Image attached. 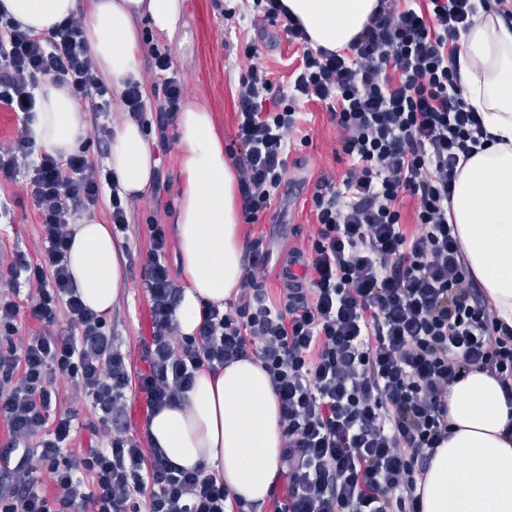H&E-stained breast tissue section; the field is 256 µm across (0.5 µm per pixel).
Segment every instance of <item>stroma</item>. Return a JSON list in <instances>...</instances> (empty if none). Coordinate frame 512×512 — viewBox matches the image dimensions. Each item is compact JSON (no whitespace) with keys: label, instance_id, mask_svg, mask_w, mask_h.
Masks as SVG:
<instances>
[{"label":"stroma","instance_id":"35a3bbf8","mask_svg":"<svg viewBox=\"0 0 512 512\" xmlns=\"http://www.w3.org/2000/svg\"><path fill=\"white\" fill-rule=\"evenodd\" d=\"M252 0H241L239 17L222 21L212 0H183L182 18L175 35L155 33L154 38L169 48L173 68L184 80L187 104L200 105L212 112L217 129L231 137L234 129L232 93L247 60L243 51L256 34L249 17ZM300 45L289 43L286 34L277 41L263 43L257 62L273 78H288L292 64L301 55ZM298 128L309 135L311 144L298 152V161L288 170V211L280 222L260 219L242 225L243 234L265 235L277 266L289 263L288 252L314 231L313 218L303 203L315 180L321 175L342 176L345 165L337 161V133L321 108L299 104ZM9 195L11 222H0V260L10 261L15 252L29 260L39 257L41 243L33 204L21 186L11 184L0 190ZM146 224L132 225L128 239L119 240V260L124 268V282L119 298L107 315L109 324L130 356L133 369H140V340L149 331L147 300L143 288L145 270L139 253L148 244Z\"/></svg>","mask_w":512,"mask_h":512}]
</instances>
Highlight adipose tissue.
Masks as SVG:
<instances>
[{
    "label": "adipose tissue",
    "instance_id": "ef3b65f1",
    "mask_svg": "<svg viewBox=\"0 0 512 512\" xmlns=\"http://www.w3.org/2000/svg\"><path fill=\"white\" fill-rule=\"evenodd\" d=\"M311 43L348 48L377 0H283ZM22 26L48 32L75 8V0H0ZM181 0H91L85 36L114 90L137 77L141 52L136 21L159 32L178 28ZM467 100L490 137L460 167L448 220L455 224L470 274L490 298L496 316L512 327V24L478 12L461 37L454 60ZM82 114L65 88L45 83L32 124L36 144L64 158L77 146ZM182 176L174 218L176 263L185 281L175 319L181 335L201 322L202 302L237 296L243 280L238 173L224 154V138L205 107L189 105L177 120ZM108 164L124 194L143 196L158 161L141 127L116 124ZM69 268L83 301L111 311L124 282L118 246L107 225H75ZM454 431L437 448L419 482L422 512H512V399L483 370L463 375L448 392ZM143 432L176 465L199 466L222 478L232 496L265 507L282 468L277 398L258 361L242 360L217 372L201 371L181 406L148 416Z\"/></svg>",
    "mask_w": 512,
    "mask_h": 512
}]
</instances>
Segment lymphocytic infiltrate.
<instances>
[{
	"label": "lymphocytic infiltrate",
	"instance_id": "f902f5d3",
	"mask_svg": "<svg viewBox=\"0 0 512 512\" xmlns=\"http://www.w3.org/2000/svg\"><path fill=\"white\" fill-rule=\"evenodd\" d=\"M253 2L264 20L286 19L288 38L305 50L285 83L254 64L256 43L245 50L229 145L245 223L282 201L288 157L310 144L295 135L299 102L326 109L347 167L342 180L319 178L306 200L317 227L293 250L303 275L283 269L286 284L270 300L269 245L247 239L238 299L205 304L192 336L175 320L183 288L165 260L166 224L99 162L115 110L169 149L185 104L169 48L143 33L147 75L116 95L82 14L44 35L0 11V109L22 116L0 144V184L21 183L41 237L37 261L17 252L0 264V512H255L230 501L215 474L179 467L136 439L126 404L131 388L150 413L182 404L197 372L249 357L278 401L283 469L271 512H420L417 484L451 434L449 386L483 369L512 391V329L470 276L448 222L459 162L484 142L453 63L458 35L478 11L512 15V0H378L341 53L308 49L282 0ZM45 79L85 116L81 144L64 160L35 150V91ZM100 209L113 236L141 220L150 232L141 255L150 333L136 373L68 267L75 216ZM25 317L39 328L22 339ZM59 381L89 403L96 447L69 454L72 417L49 418Z\"/></svg>",
	"mask_w": 512,
	"mask_h": 512
}]
</instances>
